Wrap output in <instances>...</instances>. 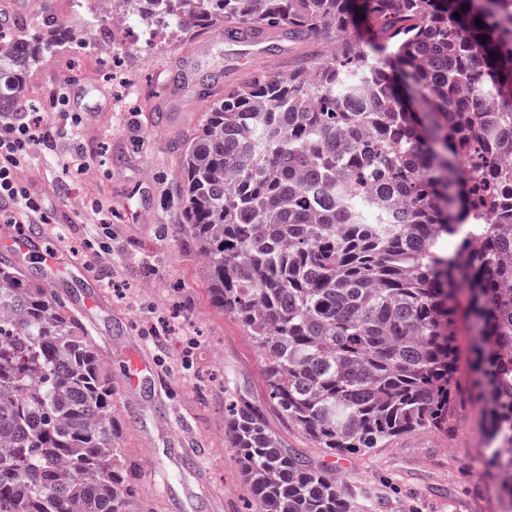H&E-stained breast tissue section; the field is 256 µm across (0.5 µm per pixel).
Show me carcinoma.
<instances>
[{
  "label": "carcinoma",
  "mask_w": 512,
  "mask_h": 512,
  "mask_svg": "<svg viewBox=\"0 0 512 512\" xmlns=\"http://www.w3.org/2000/svg\"><path fill=\"white\" fill-rule=\"evenodd\" d=\"M152 2L186 36L353 30L331 61L212 101L176 145L181 229L265 355L271 398L334 458L448 429L465 312L488 465L512 498V0ZM3 36L0 106L39 56ZM113 395L64 299L0 259V512H150ZM227 432L256 512H347L255 406L233 403Z\"/></svg>",
  "instance_id": "cac0c4a2"
}]
</instances>
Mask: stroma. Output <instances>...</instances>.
<instances>
[{
    "label": "stroma",
    "mask_w": 512,
    "mask_h": 512,
    "mask_svg": "<svg viewBox=\"0 0 512 512\" xmlns=\"http://www.w3.org/2000/svg\"><path fill=\"white\" fill-rule=\"evenodd\" d=\"M73 5L39 0L26 10L0 7V18L37 17L16 33L29 41L43 36L41 19L73 22ZM112 29L111 18H93L83 40L45 50L23 74L32 117L53 121V99L67 89L69 111L84 119L76 140L59 141L57 151L79 145L87 160L84 171H66L39 151L22 171L28 190L50 202L37 230L43 250L26 270L41 269L44 254L63 248L58 292L104 351L113 382L122 383L132 357L150 362L149 380L119 395L122 448L140 462L155 458L140 498L153 512H251L225 433L224 401L233 398L259 408L283 448L326 470L348 512H512L468 394L457 400L448 431H413L333 463L281 416L265 357L210 298L197 248L179 227L175 145L198 126L210 99L254 72H288L300 46L267 31L260 51L247 56L220 27L146 41L132 26L119 50Z\"/></svg>",
    "instance_id": "obj_1"
}]
</instances>
